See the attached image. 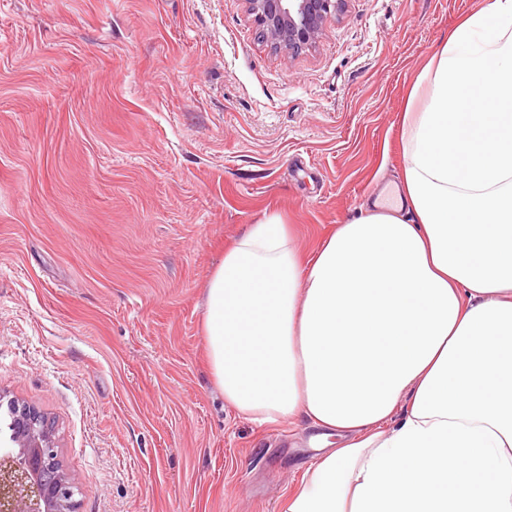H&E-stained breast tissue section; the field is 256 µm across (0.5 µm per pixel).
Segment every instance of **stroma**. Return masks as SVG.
<instances>
[{
  "label": "stroma",
  "instance_id": "stroma-1",
  "mask_svg": "<svg viewBox=\"0 0 512 512\" xmlns=\"http://www.w3.org/2000/svg\"><path fill=\"white\" fill-rule=\"evenodd\" d=\"M483 0H348L317 46L242 0H0V395L53 421L78 512H285L302 420L225 405L202 322L264 213L307 255L400 178V114Z\"/></svg>",
  "mask_w": 512,
  "mask_h": 512
}]
</instances>
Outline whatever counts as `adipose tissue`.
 <instances>
[{
    "mask_svg": "<svg viewBox=\"0 0 512 512\" xmlns=\"http://www.w3.org/2000/svg\"><path fill=\"white\" fill-rule=\"evenodd\" d=\"M401 140L395 203L307 256L264 214L208 282L225 404L336 440L286 512H512V0L449 31Z\"/></svg>",
    "mask_w": 512,
    "mask_h": 512,
    "instance_id": "ef3b65f1",
    "label": "adipose tissue"
}]
</instances>
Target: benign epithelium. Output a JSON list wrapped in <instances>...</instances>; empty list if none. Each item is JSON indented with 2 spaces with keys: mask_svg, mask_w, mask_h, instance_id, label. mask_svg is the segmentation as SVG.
Instances as JSON below:
<instances>
[{
  "mask_svg": "<svg viewBox=\"0 0 512 512\" xmlns=\"http://www.w3.org/2000/svg\"><path fill=\"white\" fill-rule=\"evenodd\" d=\"M259 37L276 52L316 47L347 0H243ZM11 435L0 448V512H77L75 481L57 467L53 427L37 408L8 401Z\"/></svg>",
  "mask_w": 512,
  "mask_h": 512,
  "instance_id": "obj_1",
  "label": "benign epithelium"
}]
</instances>
